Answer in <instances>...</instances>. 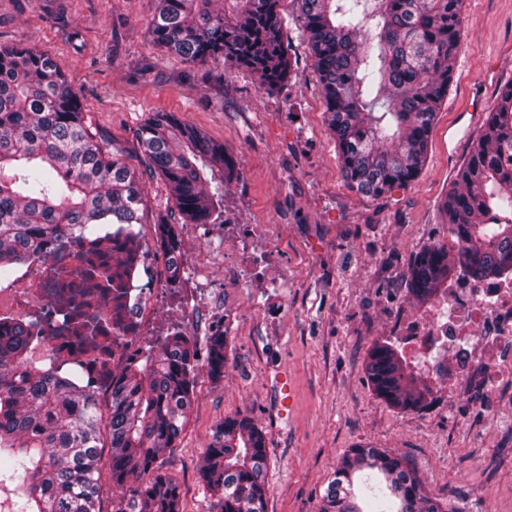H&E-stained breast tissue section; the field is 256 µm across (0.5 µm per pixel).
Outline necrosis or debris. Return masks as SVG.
<instances>
[{
    "label": "necrosis or debris",
    "mask_w": 512,
    "mask_h": 512,
    "mask_svg": "<svg viewBox=\"0 0 512 512\" xmlns=\"http://www.w3.org/2000/svg\"><path fill=\"white\" fill-rule=\"evenodd\" d=\"M224 235L238 243L224 260L236 268L239 288L248 293L278 287L277 274L255 263L251 243L265 237L260 226L228 223ZM265 239L268 253H276L275 239ZM40 249L45 260L29 261L0 281V320H35L53 310L56 367L95 394L110 391L114 369L140 358L162 336L184 330L195 313L209 312L212 329L224 326L210 311L208 290L168 287L165 274L172 256L160 248L155 227L114 224L83 236L71 253L58 252L50 239ZM75 251L95 264L94 277L84 288L60 287ZM398 330L420 371L446 372L461 382L479 366L490 390L512 385V278L449 285L430 308L399 323Z\"/></svg>",
    "instance_id": "necrosis-or-debris-1"
}]
</instances>
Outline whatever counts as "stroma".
Masks as SVG:
<instances>
[{
    "instance_id": "35a3bbf8",
    "label": "stroma",
    "mask_w": 512,
    "mask_h": 512,
    "mask_svg": "<svg viewBox=\"0 0 512 512\" xmlns=\"http://www.w3.org/2000/svg\"><path fill=\"white\" fill-rule=\"evenodd\" d=\"M296 9L283 0L294 75L269 92L247 69L220 58L188 64L153 43L154 0H0V48L25 45L57 62L97 140L139 173L144 223L175 204L162 180L144 174L136 132L170 112L233 158L239 177L224 190L226 217L264 225L278 241L273 263L284 287L246 295L224 272L223 237L178 225L186 274L205 269L214 310L229 314L227 364L218 382L198 371L188 424L162 471L180 488L182 512H208L199 468L212 431L246 415L266 441L267 512H319L356 446L404 457L431 496L464 512H512V400L487 398L477 376L462 387L431 377V405L403 411L378 398L365 375L372 346L396 339L399 317L420 314L407 294L409 266L421 247L447 241L442 203L512 82V0H463L454 81L426 164L381 198L351 190L341 174Z\"/></svg>"
}]
</instances>
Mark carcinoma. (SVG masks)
Instances as JSON below:
<instances>
[{
	"label": "carcinoma",
	"instance_id": "obj_1",
	"mask_svg": "<svg viewBox=\"0 0 512 512\" xmlns=\"http://www.w3.org/2000/svg\"><path fill=\"white\" fill-rule=\"evenodd\" d=\"M281 0H155L154 43L190 64L222 58L258 75L267 90L292 73ZM320 83L328 129L349 187L379 198L422 171L431 127L454 78L463 0H294ZM141 163L175 201L180 224L224 223V185L236 177L224 145L175 115L158 112L137 132ZM448 242L421 248L407 281L420 305L464 271L494 279L512 268V84L501 88L443 203ZM143 190L127 163L105 150L83 104L49 56L0 48V280L94 224H140ZM164 247L181 253L171 224ZM0 338V478L15 485L14 512H101L102 429L110 438L112 512H181L179 486L157 471L189 419L199 365L196 341L174 333L112 378L111 401L53 372L48 336ZM44 350L34 362L28 352ZM227 341L211 334V379H224ZM375 394L402 410L428 406L430 387L385 339L365 366ZM263 432L249 417L212 433L200 478L209 512H267ZM319 512H458L431 498L405 459L380 448L349 449Z\"/></svg>",
	"mask_w": 512,
	"mask_h": 512
}]
</instances>
